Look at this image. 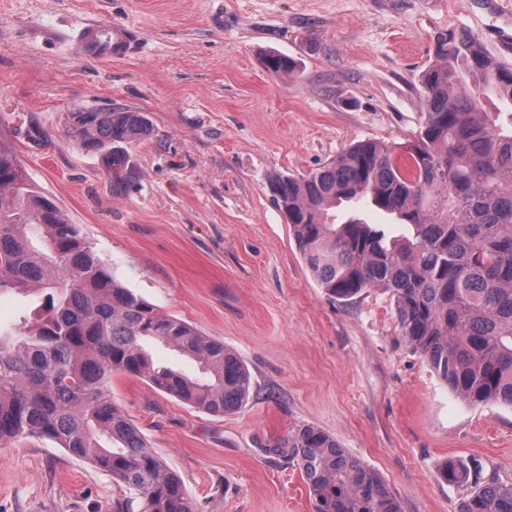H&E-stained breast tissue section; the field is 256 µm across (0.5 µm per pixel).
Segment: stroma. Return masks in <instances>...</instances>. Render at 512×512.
<instances>
[{
  "instance_id": "obj_1",
  "label": "stroma",
  "mask_w": 512,
  "mask_h": 512,
  "mask_svg": "<svg viewBox=\"0 0 512 512\" xmlns=\"http://www.w3.org/2000/svg\"><path fill=\"white\" fill-rule=\"evenodd\" d=\"M483 0H0V146L76 224L113 278L156 312L224 342L248 401L214 416L113 374L115 404L176 472L196 512H313L297 463L263 445L310 424L376 471L401 512H459L452 461L512 482V406L458 398L400 334L373 288L331 299L269 190L350 144L406 143L425 103L435 33L463 28L497 55ZM92 19L136 28L123 61L75 40ZM295 59L273 74L266 53ZM145 113L117 187L66 137L76 108ZM123 484L64 449L0 446V512H119Z\"/></svg>"
}]
</instances>
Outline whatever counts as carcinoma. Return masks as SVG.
Wrapping results in <instances>:
<instances>
[{
    "instance_id": "1",
    "label": "carcinoma",
    "mask_w": 512,
    "mask_h": 512,
    "mask_svg": "<svg viewBox=\"0 0 512 512\" xmlns=\"http://www.w3.org/2000/svg\"><path fill=\"white\" fill-rule=\"evenodd\" d=\"M288 73L294 63L265 57ZM466 30L437 33L421 75L424 121L416 141L350 145L302 177L276 173L270 187L320 288L348 302L390 293L401 336L469 402L512 405V80ZM476 84L461 93L467 77ZM494 96L511 106L486 112ZM141 112H71L66 135L104 156L119 184L132 171L123 144L148 135ZM355 200L414 230L386 240L356 215L330 211ZM0 294L37 295L33 315L0 333V444L46 441L109 473L129 490L120 512H194L179 476L149 448L106 388L114 373L214 415L248 400L251 376L216 339L160 314L106 269L75 224L29 184L0 147ZM154 343L194 361L189 376L159 363ZM297 463L313 512H400L383 480L330 434L303 425L262 445ZM444 478L470 472L447 464ZM460 512H512V484L483 481Z\"/></svg>"
}]
</instances>
